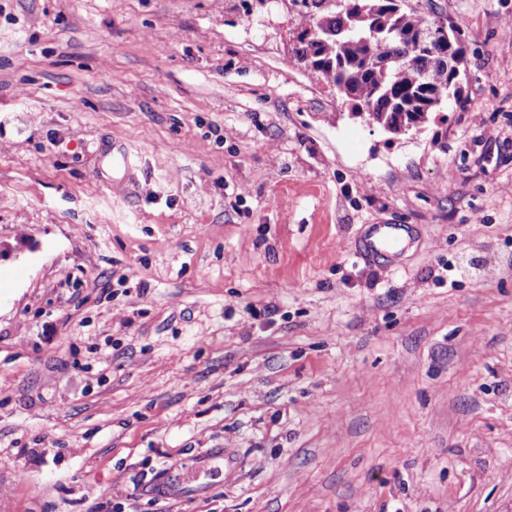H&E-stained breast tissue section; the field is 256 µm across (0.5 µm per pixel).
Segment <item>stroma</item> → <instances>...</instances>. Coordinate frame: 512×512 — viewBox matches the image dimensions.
Returning <instances> with one entry per match:
<instances>
[{"label": "stroma", "mask_w": 512, "mask_h": 512, "mask_svg": "<svg viewBox=\"0 0 512 512\" xmlns=\"http://www.w3.org/2000/svg\"><path fill=\"white\" fill-rule=\"evenodd\" d=\"M410 2L393 135L301 0H0V512H512V0ZM336 8L306 12L300 21L298 61L304 62L318 82L332 86L352 103L368 109V116L381 127L406 128V133L421 130L436 110H428L433 95L452 90L455 102L462 98L458 89L463 62L459 58L449 67L448 57H464L452 27L435 21L427 31L415 37L421 48L437 40H446L423 51L412 42V35L434 21L412 7L407 0L393 7L395 0H343ZM377 5L384 17L383 29L373 34L363 19L365 6ZM437 95L433 106L445 100ZM459 95V96H458ZM402 231V224H372L359 245V254L369 259L391 258L397 253L395 246Z\"/></svg>", "instance_id": "35a3bbf8"}]
</instances>
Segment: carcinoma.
<instances>
[{
    "instance_id": "carcinoma-1",
    "label": "carcinoma",
    "mask_w": 512,
    "mask_h": 512,
    "mask_svg": "<svg viewBox=\"0 0 512 512\" xmlns=\"http://www.w3.org/2000/svg\"><path fill=\"white\" fill-rule=\"evenodd\" d=\"M325 0H313L315 9L300 21L297 60L306 64L318 82L332 86L352 103L364 106L381 127L417 132L429 122L432 96L453 91L460 100V76L448 58L464 56L455 33L448 42L428 51L412 42V35L432 24L423 13L394 0H344L343 4L317 9ZM377 6L383 29L372 33L362 13Z\"/></svg>"
}]
</instances>
